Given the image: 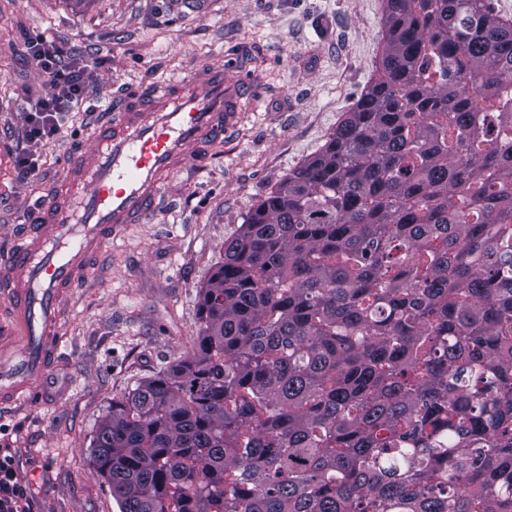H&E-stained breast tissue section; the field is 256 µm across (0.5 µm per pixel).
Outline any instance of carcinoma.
<instances>
[{"label":"carcinoma","mask_w":512,"mask_h":512,"mask_svg":"<svg viewBox=\"0 0 512 512\" xmlns=\"http://www.w3.org/2000/svg\"><path fill=\"white\" fill-rule=\"evenodd\" d=\"M378 77L112 402L120 512H512V21L386 0Z\"/></svg>","instance_id":"obj_1"}]
</instances>
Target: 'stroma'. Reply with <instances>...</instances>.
I'll use <instances>...</instances> for the list:
<instances>
[{
	"instance_id": "1",
	"label": "stroma",
	"mask_w": 512,
	"mask_h": 512,
	"mask_svg": "<svg viewBox=\"0 0 512 512\" xmlns=\"http://www.w3.org/2000/svg\"><path fill=\"white\" fill-rule=\"evenodd\" d=\"M386 0H0V251L27 205L58 195L68 153L95 145L133 95L251 51L257 110L188 162L157 209L104 249L67 296L55 391L0 406V448L15 456L36 512H119L90 466L91 440L112 401L185 359L199 293L256 201L317 155L377 74ZM40 36L85 69L86 93L59 133L33 147L27 119L52 92L26 49ZM36 153L25 175L20 158Z\"/></svg>"
}]
</instances>
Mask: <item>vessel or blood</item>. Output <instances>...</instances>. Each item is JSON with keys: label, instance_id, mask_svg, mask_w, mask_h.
I'll return each mask as SVG.
<instances>
[{"label": "vessel or blood", "instance_id": "1", "mask_svg": "<svg viewBox=\"0 0 512 512\" xmlns=\"http://www.w3.org/2000/svg\"><path fill=\"white\" fill-rule=\"evenodd\" d=\"M256 102L254 73L232 57L188 87L140 94L95 146L76 151L60 173L61 198L37 208L0 252V297L19 338L14 349L0 341V404L49 393L63 295L80 287L103 241L150 215L174 170L204 158L210 143L238 127L243 104Z\"/></svg>", "mask_w": 512, "mask_h": 512}]
</instances>
